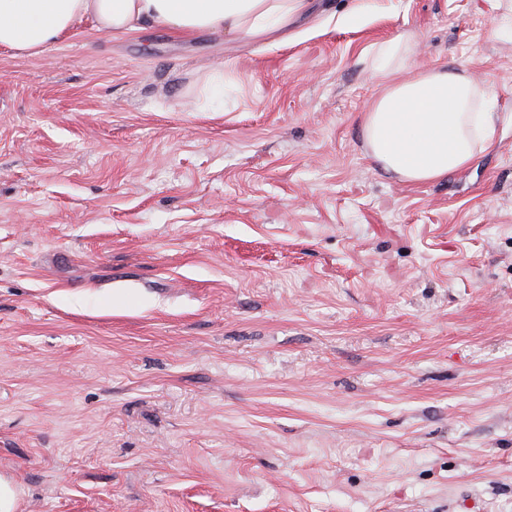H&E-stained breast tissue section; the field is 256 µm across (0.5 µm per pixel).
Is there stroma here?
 Returning a JSON list of instances; mask_svg holds the SVG:
<instances>
[{
	"mask_svg": "<svg viewBox=\"0 0 512 512\" xmlns=\"http://www.w3.org/2000/svg\"><path fill=\"white\" fill-rule=\"evenodd\" d=\"M512 0H310L252 42L0 48V474L18 512H512ZM497 114L386 174L381 43ZM224 74V95L206 88ZM409 38H401L391 40L382 44L378 51L379 71L383 74L390 73V60L393 59L398 53H412L413 46L409 43Z\"/></svg>",
	"mask_w": 512,
	"mask_h": 512,
	"instance_id": "obj_1",
	"label": "stroma"
}]
</instances>
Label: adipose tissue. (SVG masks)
I'll return each instance as SVG.
<instances>
[{
    "instance_id": "obj_1",
    "label": "adipose tissue",
    "mask_w": 512,
    "mask_h": 512,
    "mask_svg": "<svg viewBox=\"0 0 512 512\" xmlns=\"http://www.w3.org/2000/svg\"><path fill=\"white\" fill-rule=\"evenodd\" d=\"M307 8V0H0V47L38 54L84 17L108 33L150 23L183 36L218 29L252 39ZM474 95L466 75L445 67L387 83L363 122L372 158L411 183L438 181L469 166L492 142L497 120Z\"/></svg>"
}]
</instances>
